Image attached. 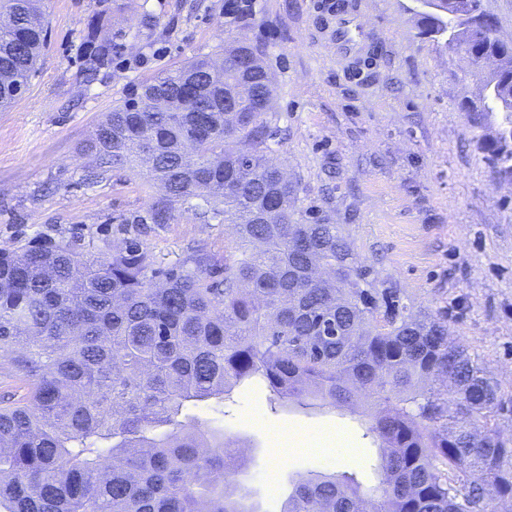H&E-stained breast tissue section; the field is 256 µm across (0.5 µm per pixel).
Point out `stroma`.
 Masks as SVG:
<instances>
[{
    "label": "stroma",
    "mask_w": 512,
    "mask_h": 512,
    "mask_svg": "<svg viewBox=\"0 0 512 512\" xmlns=\"http://www.w3.org/2000/svg\"><path fill=\"white\" fill-rule=\"evenodd\" d=\"M320 0H254L248 24L226 30L224 0H45L48 35L25 94L0 109V249L67 241L82 252L139 237L157 268L200 250L223 258L228 225L195 205L146 223L159 196L136 170L106 168L93 187L83 146L102 114L143 81L188 58L224 55L232 36L260 46L272 75V156L298 181L299 223L339 225L377 282L415 309L447 312L512 396V185L497 183L461 105L478 96L468 65L420 36L414 0H357L378 33L368 62L336 64L320 35ZM112 45L87 77L88 28ZM370 405L270 407L256 385L234 390L223 413L200 420L246 445L238 480L259 512H280L299 473L378 482V445L365 437ZM341 429L352 450L289 449L273 435Z\"/></svg>",
    "instance_id": "1"
}]
</instances>
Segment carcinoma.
Wrapping results in <instances>:
<instances>
[{
    "mask_svg": "<svg viewBox=\"0 0 512 512\" xmlns=\"http://www.w3.org/2000/svg\"><path fill=\"white\" fill-rule=\"evenodd\" d=\"M421 31L470 51L448 0H425ZM0 106L26 90L45 44L42 0H0ZM98 42L86 69L110 59ZM194 58L103 113L84 151L93 168L139 166L161 191L141 223L199 199L230 225L224 278L196 254L181 273L147 245L0 249V365L23 393H0V512H256L236 493L242 446L185 410L258 379L277 400L332 408L374 401L377 484L300 475L282 512H488L512 500L508 409L479 355L439 315L376 288L336 224H296L299 185L268 164L277 131L256 111L265 65L242 72ZM491 169L512 151L479 137Z\"/></svg>",
    "mask_w": 512,
    "mask_h": 512,
    "instance_id": "obj_1",
    "label": "carcinoma"
}]
</instances>
